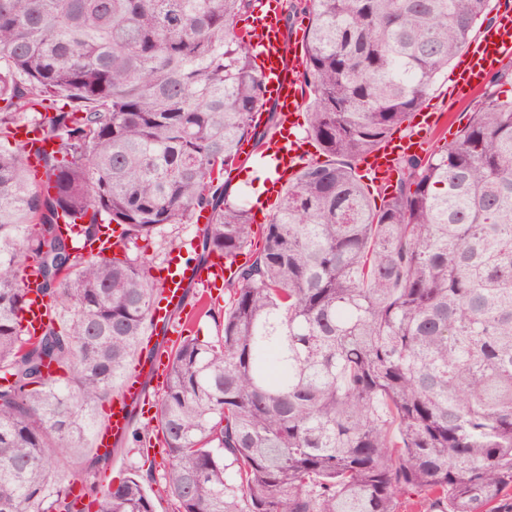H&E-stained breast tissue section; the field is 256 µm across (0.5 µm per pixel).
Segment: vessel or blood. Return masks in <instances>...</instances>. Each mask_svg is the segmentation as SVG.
<instances>
[{
	"mask_svg": "<svg viewBox=\"0 0 512 512\" xmlns=\"http://www.w3.org/2000/svg\"><path fill=\"white\" fill-rule=\"evenodd\" d=\"M255 25L263 34L260 47L261 72L265 97L280 115V123L265 143L264 155L274 164L277 178L267 188L269 197H278L288 179L309 160L304 147L292 136L294 116L303 99L301 75L305 58L298 47H285L283 42V14L281 0H261L255 13ZM512 56V10L499 11L493 23L463 50L451 78L450 95L465 100L482 89L504 58ZM443 114L418 113L414 133L387 138L375 151L364 157V172L377 184L392 185L397 173L398 156L422 151L421 131L443 124ZM234 268L228 259H219L200 265L180 258H172L163 275V295L153 312V329L162 332L170 344H177L188 326L196 319L201 307L207 305L212 288L228 279ZM198 290L195 304H188L189 287ZM23 287L28 300L24 313V329L28 336L38 335L46 320V302L39 290L34 267H26ZM168 361L154 356L147 367H136L126 372L122 387L114 395L106 411L104 423L95 433L98 452H111L114 443L128 436L133 429V413L154 409L145 389V377H153L157 384H165Z\"/></svg>",
	"mask_w": 512,
	"mask_h": 512,
	"instance_id": "obj_1",
	"label": "vessel or blood"
}]
</instances>
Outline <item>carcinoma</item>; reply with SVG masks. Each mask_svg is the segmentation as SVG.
<instances>
[{
  "label": "carcinoma",
  "instance_id": "carcinoma-1",
  "mask_svg": "<svg viewBox=\"0 0 512 512\" xmlns=\"http://www.w3.org/2000/svg\"><path fill=\"white\" fill-rule=\"evenodd\" d=\"M259 0H0V137L31 114L53 143L50 194L27 146L0 152V512H78L55 469L96 431L153 328L161 283L129 245L198 229L204 265L251 247L215 343L172 346L156 423L176 512H512V72L491 75L454 141L397 161L373 205L354 162L425 103L493 21L490 0H288L305 43L309 162L269 223L224 181L264 144ZM122 229L123 257L87 254ZM32 261L49 317L22 329ZM138 473L96 512H156ZM433 495L428 492L411 493L398 500L397 512H432Z\"/></svg>",
  "mask_w": 512,
  "mask_h": 512
}]
</instances>
